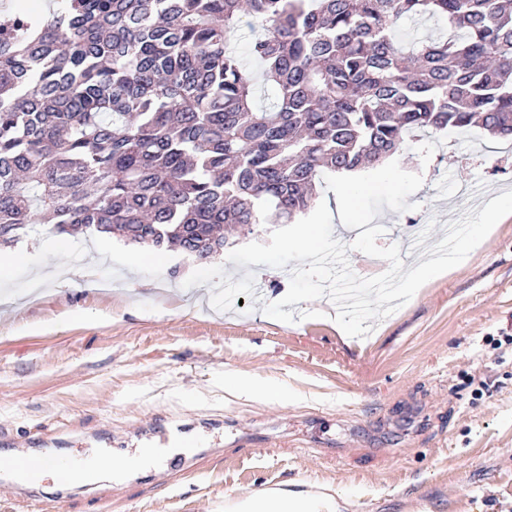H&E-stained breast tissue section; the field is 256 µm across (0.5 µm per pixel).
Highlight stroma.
Returning a JSON list of instances; mask_svg holds the SVG:
<instances>
[{
	"label": "stroma",
	"instance_id": "obj_1",
	"mask_svg": "<svg viewBox=\"0 0 512 512\" xmlns=\"http://www.w3.org/2000/svg\"><path fill=\"white\" fill-rule=\"evenodd\" d=\"M361 229L400 245L410 225L438 243L448 225L512 190V141L473 128L406 138L384 163L358 172ZM0 278V429L25 439L64 430L63 453L93 454L96 430L115 456L151 445L190 471L159 481L132 468L99 478L104 512H224L227 491L330 487L346 512H512V214L450 273L374 321L341 335L306 311L298 322L262 312L290 277L218 256L132 246L94 233L40 227ZM65 248L67 281L44 242ZM48 273L28 293L32 270ZM191 427L162 441L154 423Z\"/></svg>",
	"mask_w": 512,
	"mask_h": 512
}]
</instances>
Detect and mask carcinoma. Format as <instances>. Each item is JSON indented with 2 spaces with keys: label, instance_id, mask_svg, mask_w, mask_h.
<instances>
[{
  "label": "carcinoma",
  "instance_id": "1",
  "mask_svg": "<svg viewBox=\"0 0 512 512\" xmlns=\"http://www.w3.org/2000/svg\"><path fill=\"white\" fill-rule=\"evenodd\" d=\"M28 0L0 20V244L36 224L160 251L290 224L404 135L512 138V0ZM262 33L235 53L240 17ZM447 32L406 47L405 18ZM320 183L321 184L317 185V192L313 207L295 222L309 216L322 201H324L329 208L333 210L336 209V197L340 196L342 192V186L340 184L338 174L324 172L321 174Z\"/></svg>",
  "mask_w": 512,
  "mask_h": 512
}]
</instances>
